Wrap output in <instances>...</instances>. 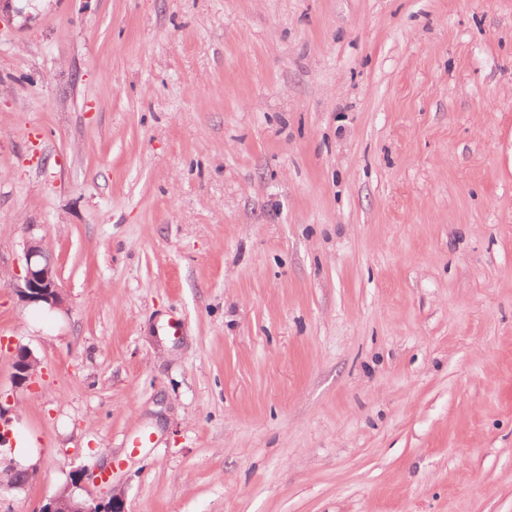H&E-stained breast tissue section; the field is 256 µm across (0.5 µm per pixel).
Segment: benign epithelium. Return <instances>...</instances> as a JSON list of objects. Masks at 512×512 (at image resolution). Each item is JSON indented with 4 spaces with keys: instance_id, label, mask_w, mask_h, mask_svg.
I'll return each instance as SVG.
<instances>
[{
    "instance_id": "7a95c632",
    "label": "benign epithelium",
    "mask_w": 512,
    "mask_h": 512,
    "mask_svg": "<svg viewBox=\"0 0 512 512\" xmlns=\"http://www.w3.org/2000/svg\"><path fill=\"white\" fill-rule=\"evenodd\" d=\"M24 257V274L13 285L15 295L26 304L43 303L51 309L61 307L63 296L57 270L41 242L37 239L28 241ZM37 365L38 360L29 348L15 347L12 363L14 387H30ZM41 512H125V503L122 496L114 493L97 500L81 499L70 492L49 499Z\"/></svg>"
}]
</instances>
